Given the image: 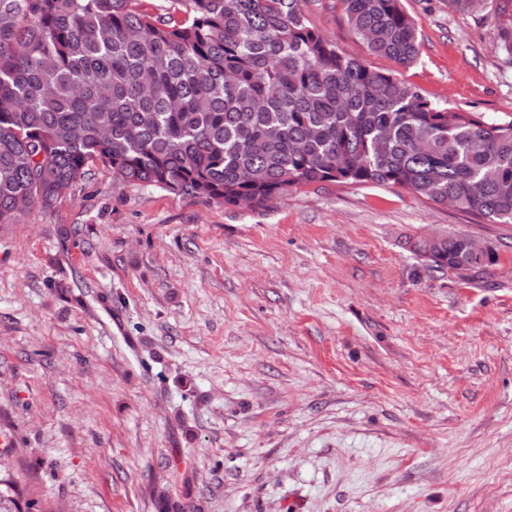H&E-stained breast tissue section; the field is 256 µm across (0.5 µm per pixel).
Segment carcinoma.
Instances as JSON below:
<instances>
[{
  "instance_id": "carcinoma-1",
  "label": "carcinoma",
  "mask_w": 512,
  "mask_h": 512,
  "mask_svg": "<svg viewBox=\"0 0 512 512\" xmlns=\"http://www.w3.org/2000/svg\"><path fill=\"white\" fill-rule=\"evenodd\" d=\"M0 0V224L102 166L263 208L326 182L397 188L512 224V118L442 106L308 25L305 0ZM369 53L420 55L401 0H340ZM465 238L437 270L484 271ZM53 512L0 469V512Z\"/></svg>"
}]
</instances>
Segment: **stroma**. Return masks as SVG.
<instances>
[{
  "label": "stroma",
  "instance_id": "35a3bbf8",
  "mask_svg": "<svg viewBox=\"0 0 512 512\" xmlns=\"http://www.w3.org/2000/svg\"><path fill=\"white\" fill-rule=\"evenodd\" d=\"M403 7L407 67L340 0L304 12L430 100L512 116V0ZM454 234L496 264L415 250ZM3 431L65 512H512V224L331 182L227 207L95 168L0 224ZM465 239L467 241L468 251L471 257H482L490 252H496L492 244L478 241L477 239L469 236L464 238V235H453L442 239L437 250L438 259L433 258L436 255V249L440 239L423 238L417 244V251L422 258L426 259L428 262H432V267L437 270H476L479 272L484 271L495 264L498 258V255L495 253L489 254L487 258L480 263H473L465 250ZM431 259L433 260L431 261Z\"/></svg>",
  "mask_w": 512,
  "mask_h": 512
}]
</instances>
